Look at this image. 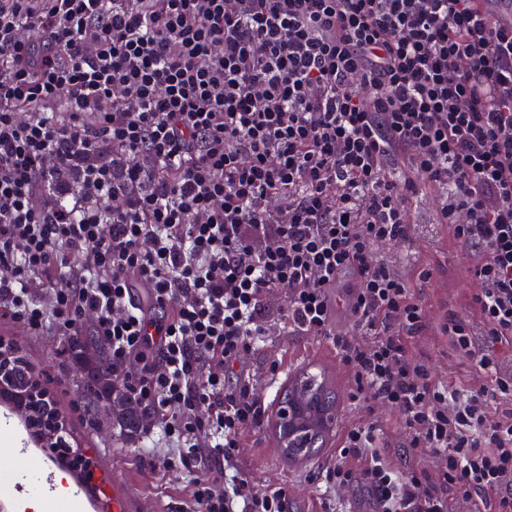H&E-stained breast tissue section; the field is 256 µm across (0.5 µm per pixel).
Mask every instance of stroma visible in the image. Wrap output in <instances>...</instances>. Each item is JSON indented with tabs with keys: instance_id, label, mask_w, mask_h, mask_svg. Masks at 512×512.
<instances>
[{
	"instance_id": "stroma-1",
	"label": "stroma",
	"mask_w": 512,
	"mask_h": 512,
	"mask_svg": "<svg viewBox=\"0 0 512 512\" xmlns=\"http://www.w3.org/2000/svg\"><path fill=\"white\" fill-rule=\"evenodd\" d=\"M412 234L397 247L382 248L414 285L423 309V327L411 338L412 355L425 362L435 378L458 388L493 387L491 376L452 348L441 334V325L452 315L469 316L473 332L481 325L470 304L475 286L473 261L453 238L448 225L436 223L427 196L412 202ZM428 279H421V272ZM287 302L286 289L269 293L268 334L246 356V379L263 394L267 407H275L277 393L297 373L309 370L325 374L336 390L339 422L320 450L305 461L286 460L268 420L243 428L238 435L235 464L242 476L260 487H287L288 512H372L367 490L354 485L333 494L322 487V471L336 457L347 428L356 423L384 429V451L404 470L416 467L435 473L440 459L408 457L397 416L387 407L360 400L350 401V376L336 350L323 336H310L289 327L280 315ZM0 339L12 342L21 355L52 377L51 392L74 427L82 452L92 461L96 478L119 479L127 488L128 512H182L189 500L191 479L211 476L204 467L188 474L165 468L166 449L148 446L142 438L126 440L109 414L97 406L83 375L64 352L65 339L56 333L31 334L19 324L0 317Z\"/></svg>"
}]
</instances>
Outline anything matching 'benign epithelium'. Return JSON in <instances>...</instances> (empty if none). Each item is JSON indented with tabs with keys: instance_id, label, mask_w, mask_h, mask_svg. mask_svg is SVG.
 <instances>
[{
	"instance_id": "7a95c632",
	"label": "benign epithelium",
	"mask_w": 512,
	"mask_h": 512,
	"mask_svg": "<svg viewBox=\"0 0 512 512\" xmlns=\"http://www.w3.org/2000/svg\"><path fill=\"white\" fill-rule=\"evenodd\" d=\"M299 384L288 390V401L280 403L272 420L279 447L283 452L294 447V437L300 433L327 434L336 422V409L325 406L320 399L307 400L298 394ZM44 398L42 391L17 393L8 386L0 385V401L9 404L20 413L27 423L31 441L38 448H47L62 463V469L73 474L85 469L87 482L93 481V470L86 458L71 455L69 444L62 436L65 423L58 418H43L31 414L36 403Z\"/></svg>"
}]
</instances>
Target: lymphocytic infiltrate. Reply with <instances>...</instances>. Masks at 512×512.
I'll return each mask as SVG.
<instances>
[{
	"instance_id": "f902f5d3",
	"label": "lymphocytic infiltrate",
	"mask_w": 512,
	"mask_h": 512,
	"mask_svg": "<svg viewBox=\"0 0 512 512\" xmlns=\"http://www.w3.org/2000/svg\"><path fill=\"white\" fill-rule=\"evenodd\" d=\"M474 3L0 0V309L31 333L92 324L166 467L223 461L193 481L196 512H287V489L235 468L265 412L239 377L275 288L289 324L330 340L350 400L442 461L401 472L354 425L327 489L363 485L374 512H448L452 491L512 512V412L489 407L512 397V25ZM423 192L475 260L482 336L459 315L441 333L493 390L409 352L423 310L378 252ZM341 309L353 331L333 329Z\"/></svg>"
}]
</instances>
